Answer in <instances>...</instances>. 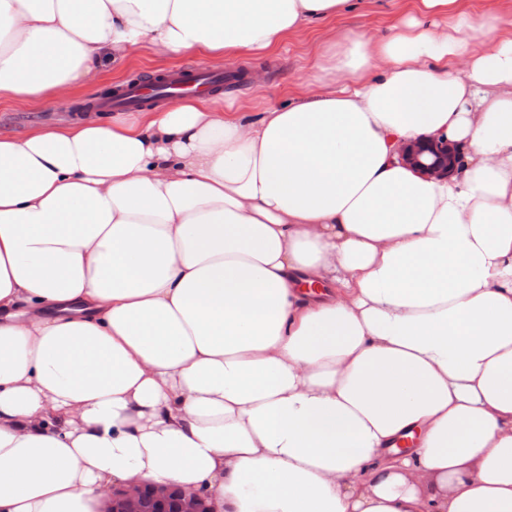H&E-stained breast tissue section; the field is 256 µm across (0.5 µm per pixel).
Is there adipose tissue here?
<instances>
[{
  "instance_id": "ef3b65f1",
  "label": "adipose tissue",
  "mask_w": 512,
  "mask_h": 512,
  "mask_svg": "<svg viewBox=\"0 0 512 512\" xmlns=\"http://www.w3.org/2000/svg\"><path fill=\"white\" fill-rule=\"evenodd\" d=\"M0 0V101L364 7L288 104L0 134V512H512V0ZM446 141L448 178L409 169ZM402 156L410 166L435 178L449 177L458 166V155L446 141L414 142L404 149ZM104 511L212 512V506L205 497L183 488L143 483L130 487H113Z\"/></svg>"
}]
</instances>
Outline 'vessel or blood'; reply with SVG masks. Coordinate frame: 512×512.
Here are the masks:
<instances>
[{"label":"vessel or blood","instance_id":"obj_1","mask_svg":"<svg viewBox=\"0 0 512 512\" xmlns=\"http://www.w3.org/2000/svg\"><path fill=\"white\" fill-rule=\"evenodd\" d=\"M223 73L204 69L175 70L164 76L147 78L137 84L118 86L112 97L102 100L105 108L129 109L148 101H171L192 96L199 91L216 90L223 86Z\"/></svg>","mask_w":512,"mask_h":512}]
</instances>
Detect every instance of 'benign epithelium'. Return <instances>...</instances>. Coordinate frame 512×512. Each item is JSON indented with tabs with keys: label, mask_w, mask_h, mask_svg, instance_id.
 <instances>
[{
	"label": "benign epithelium",
	"mask_w": 512,
	"mask_h": 512,
	"mask_svg": "<svg viewBox=\"0 0 512 512\" xmlns=\"http://www.w3.org/2000/svg\"><path fill=\"white\" fill-rule=\"evenodd\" d=\"M403 159L435 178L451 175L458 166V155L446 141L414 142L404 149ZM105 512H212V506L206 498L183 488L143 483L112 488Z\"/></svg>",
	"instance_id": "obj_1"
}]
</instances>
